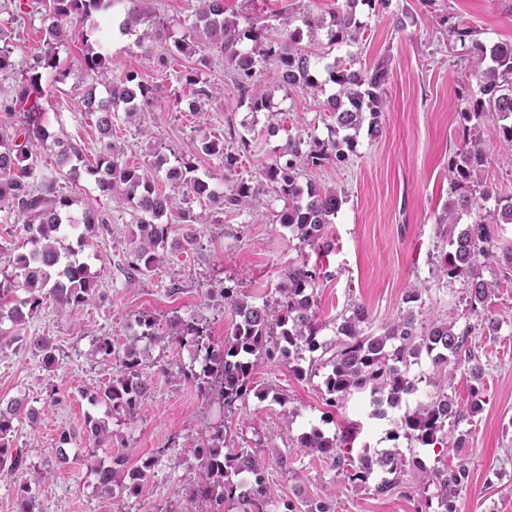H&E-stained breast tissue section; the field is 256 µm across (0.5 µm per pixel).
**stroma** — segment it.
Masks as SVG:
<instances>
[{
	"label": "stroma",
	"mask_w": 512,
	"mask_h": 512,
	"mask_svg": "<svg viewBox=\"0 0 512 512\" xmlns=\"http://www.w3.org/2000/svg\"><path fill=\"white\" fill-rule=\"evenodd\" d=\"M146 4L167 21L169 41L191 25L199 7L198 0ZM224 8L243 28L260 19L278 25L284 12L299 27L304 19L328 17L336 0H224ZM12 13L10 0H0V29L21 65L42 46L43 18L32 13L16 23ZM400 17L405 20L401 27L396 24ZM360 19L366 31L357 44L328 45L322 30L303 39L324 63L350 57L363 69L385 59L391 62L382 133L373 137L360 132L347 163H329L302 175L303 180L345 192L328 227L334 241L329 253H315L278 223L284 202L274 187L263 185L251 206L241 210L216 212L193 198L181 211L168 213L164 221L170 232L158 264L151 272H137L131 267L130 242L137 232L133 205L118 189L102 195L86 169L66 174L53 151H42L39 179L54 181L71 196V216L92 209L103 214L108 225L88 237L86 245H79L75 231L64 240L97 276L104 301L63 312L48 303L24 324L0 322V404L20 400L28 410L16 423L14 445L23 452V476L37 494L36 512H198L185 493L188 483L200 476L192 450L218 425L235 445L255 449L277 502L321 498L329 502L331 512H416L421 475L408 474L402 493L373 495L368 488L349 484L331 463L294 445V438L311 427L331 435L354 424L355 451L394 448L429 466L457 465L452 453L415 450L407 440H390L391 421L373 416L368 395L357 393L338 408L327 407L319 373L299 379L287 364L260 363L255 393L229 415L220 405L198 397L183 379L160 372L172 362L185 368L201 366L192 346L165 340L169 319H200L214 341H223L232 314L216 300V291L236 289L258 306L272 302L283 270L303 260L318 266L321 274L314 313L322 338L333 337L337 315L351 303L365 305L373 328H380L398 317L406 289L415 285L423 289L424 316L462 317V285L435 282L432 269L441 244L436 219L448 199L445 171L459 143L457 112L462 98L479 96L480 91L448 28L462 20L480 42L512 41V0H389L388 8L379 11L361 7ZM106 44L113 74L138 71L154 88L142 112L130 120L118 117L112 129V142L125 164L153 169L160 155L176 162L202 137L224 136L231 127L250 145L235 168L225 169L218 156L200 153L194 159L197 176L215 191L227 193L241 180L262 184L264 167L284 153L289 137L324 141L330 136L332 120L324 103L334 86L313 98L291 92L279 85L274 65L262 63L257 77L272 92V109L254 112L239 98L228 66L214 52L202 78L217 93L192 108L182 74L194 66V57L181 55L167 67H158L133 37L117 29ZM83 48L74 40L62 50L70 71L56 83L44 120L58 138L81 145L92 160L100 141L95 119L82 101L84 88L91 85L79 65ZM193 215L206 216V223L190 224ZM189 234L196 244L186 250L182 243ZM490 310L502 329L499 336L475 338L487 356L484 403L480 413L458 426L467 436L470 469L459 512H512V288L500 289ZM144 314L155 318L158 337L147 346L148 389L131 421L93 399L117 370L114 361L97 354L96 342L107 336L122 346L137 332L136 320ZM34 336L46 337L53 345L52 367H45L31 347ZM419 370L427 381L420 384L416 401L425 400L433 383L444 381L458 409L468 411V375L460 371L448 380L426 361ZM92 420L107 423L112 434L108 447L95 448L87 440L86 426ZM64 433L71 441L65 446L68 461L62 464L55 450ZM150 455L158 457L159 465L141 496L119 491L108 496L96 489L92 462L120 457L131 466ZM283 455L288 458L284 465L279 462Z\"/></svg>",
	"instance_id": "35a3bbf8"
}]
</instances>
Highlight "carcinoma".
Returning a JSON list of instances; mask_svg holds the SVG:
<instances>
[{"instance_id": "1", "label": "carcinoma", "mask_w": 512, "mask_h": 512, "mask_svg": "<svg viewBox=\"0 0 512 512\" xmlns=\"http://www.w3.org/2000/svg\"><path fill=\"white\" fill-rule=\"evenodd\" d=\"M388 0H342L332 12L330 23L322 19H306L309 29L324 28L328 44L337 47L356 44L363 37L364 26L357 16L359 5L387 4ZM97 15L122 17L119 28L133 34L143 27L137 44L160 35L164 23L145 7V0H51L48 17L42 33V48L22 69L15 68L8 46H0V74H16L12 95L3 102V111L14 118L0 123V201L11 204L22 221V247H0V321L7 318L14 323L37 315L42 306L51 301L63 311L74 309L101 298L97 277L88 266L75 259V252L62 244L60 230L62 213L71 206L68 196L56 191L51 184L39 190L35 186V171L40 150L55 148L62 164L85 162L80 146L52 137L43 123L47 91L42 86L43 73L56 71L65 76L58 48L77 37L85 43L80 67L91 77L107 73L112 57L100 44L91 41V35L80 28L85 20ZM292 17L281 18V29L255 23L246 29L225 16L224 0H204L195 13L191 26L173 46L158 57V64L167 66L178 53L192 54L201 44L218 52L233 73V85L239 97L254 112L270 109L271 94L256 78L255 55L272 63L279 81L290 90L313 96L331 83L336 91L327 98L331 139L326 142H307L301 136L288 138L284 161H275L264 172L267 182L276 185L285 205L278 215V223L287 228L303 244L315 251L328 252L332 241L328 224L336 217L342 203V193L323 189L308 182H299V172L321 167L330 162L341 166L348 160L355 135L362 128L377 136L382 132L381 116L385 106V86L389 80V62L382 60L366 70L352 69V60L337 57L322 66L324 81L316 77L314 55L302 46V30L290 29ZM450 36L470 52V76L480 83L481 96L468 99L458 112L461 124V145L448 162V202L437 217L439 234L445 242L434 264V279L449 285L460 283L464 288L465 315L480 321V330L495 336L501 329L500 321L488 313L498 281L484 277V269L498 266L511 272L504 282L512 285V242L502 238L503 225L512 224V193L494 191L487 184L488 158L484 141L476 134L485 123H491L492 141L496 146L512 151V43L487 45L473 39L472 27L459 21L450 30ZM254 42V49L240 48L243 41ZM185 84L193 87L196 98L213 97L212 87L201 83L199 71L183 75ZM152 88L139 74L126 72L107 84V95L99 97L96 87L85 89V111L96 116L101 136V148L96 164L87 167L95 177L99 190L110 192L117 186L135 202L139 212L138 236L133 241V268L149 271L157 264L158 248L168 237L169 226L158 223L166 212L175 207L174 197L155 189L153 179L144 169L121 165L115 160V146L111 142L112 118L118 108L129 115L141 110L150 101ZM198 153L224 157V167L238 162V155L225 151L224 140L204 138L195 146ZM194 166L186 161L167 170L168 180L187 188L197 198H205L210 206L221 211L239 210L251 204L260 187L239 184L228 195L217 196L204 180L193 175ZM496 197L494 209L482 202ZM81 224L91 233L96 226L108 224L101 213L84 211ZM320 272L301 261L289 265L278 286V298L273 304L256 306L231 288L222 290L224 304L233 314L232 329L217 344L202 322L182 319L170 320L172 340L179 345H191L203 355L204 366L196 372L179 370L184 380L193 383L200 396L216 402L227 412L236 409L252 390L255 370L262 362L291 365L298 377L321 367L329 368L323 385L325 405L336 408L355 392L369 394L374 415L387 416V410H403L393 419L391 438L401 437L421 448L451 447L460 463L455 468L426 467L421 461L408 462L392 450L365 449L352 456V431L343 430L332 437L313 427L296 438L299 447L318 457L332 460L336 469L351 484L371 487L380 497L394 495L404 483L405 476L414 469L423 479V502L420 512H457L461 492L468 486L470 470L466 464L467 440L463 434L448 440L465 418L447 388L436 385L426 403L416 408H403V403L417 390L419 379L410 375V366L421 356L429 357L433 365L453 377L462 370L469 375L471 402L469 415L482 410L480 384L484 368L480 346L473 342L475 327L459 325L458 320L441 317L418 319L416 311L422 301L423 289L411 287L402 298L405 311L387 322L376 333L369 330L370 312L359 303H352L337 316L336 336L321 340L319 326L314 322V288ZM25 291L19 304L7 307L5 298L18 290ZM147 333L118 349L112 340L99 341L97 350L103 356L115 359L117 374L101 389L95 399L105 402L115 412L129 418L137 413L140 399L147 390L143 378L144 351L139 338H154L156 321L148 316L139 319ZM31 345L42 354L46 367L55 363L53 346L43 336L32 339ZM318 354L303 367V352ZM22 403L14 402L0 407V471L13 475L24 467L22 453L12 448L14 421L21 416ZM194 457L201 471L190 491V498L200 499L210 506V512H223L224 501H237L240 512H269L271 489L257 454L251 448H229L224 431L204 438ZM157 458H146L132 469L129 482L117 484L116 468L97 463L93 465L97 488L111 495L119 485L130 495H138L140 486L150 476ZM16 512H33L36 496L26 481L15 484Z\"/></svg>"}]
</instances>
